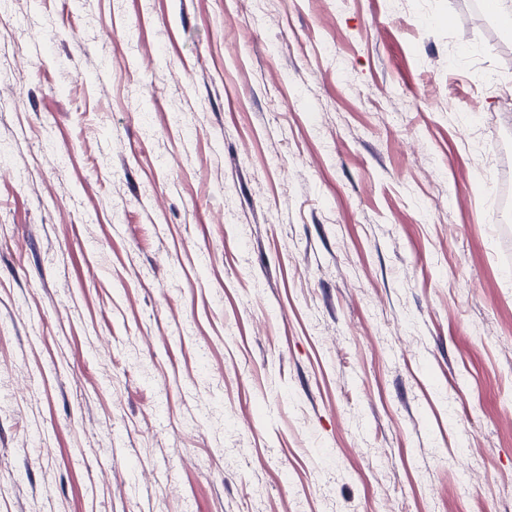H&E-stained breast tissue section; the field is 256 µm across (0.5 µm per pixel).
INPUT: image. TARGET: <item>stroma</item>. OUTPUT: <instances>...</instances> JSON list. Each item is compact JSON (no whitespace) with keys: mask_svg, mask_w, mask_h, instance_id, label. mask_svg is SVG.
<instances>
[{"mask_svg":"<svg viewBox=\"0 0 512 512\" xmlns=\"http://www.w3.org/2000/svg\"><path fill=\"white\" fill-rule=\"evenodd\" d=\"M0 512H512L497 16L0 0Z\"/></svg>","mask_w":512,"mask_h":512,"instance_id":"obj_1","label":"stroma"}]
</instances>
